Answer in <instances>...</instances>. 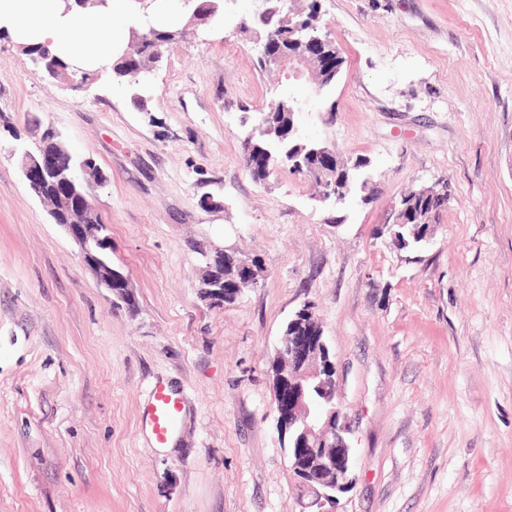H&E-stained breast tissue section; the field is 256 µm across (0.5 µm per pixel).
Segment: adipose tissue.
<instances>
[{
	"instance_id": "adipose-tissue-1",
	"label": "adipose tissue",
	"mask_w": 512,
	"mask_h": 512,
	"mask_svg": "<svg viewBox=\"0 0 512 512\" xmlns=\"http://www.w3.org/2000/svg\"><path fill=\"white\" fill-rule=\"evenodd\" d=\"M131 24L128 0H108L102 12L66 11L60 0H0L1 31L23 46H48L70 66L86 70L111 63ZM84 32L93 33V40L75 48V38Z\"/></svg>"
}]
</instances>
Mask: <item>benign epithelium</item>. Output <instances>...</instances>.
<instances>
[{
    "instance_id": "benign-epithelium-1",
    "label": "benign epithelium",
    "mask_w": 512,
    "mask_h": 512,
    "mask_svg": "<svg viewBox=\"0 0 512 512\" xmlns=\"http://www.w3.org/2000/svg\"><path fill=\"white\" fill-rule=\"evenodd\" d=\"M314 14L311 23L299 28L296 41L300 48L281 55L265 50L269 63L283 70L286 78L300 81L312 89L321 86L325 77L338 70L340 52L328 36L320 33ZM295 130L277 137L273 143L259 147V157L270 164L283 150L285 141H293ZM308 158L316 161L318 169L326 174L340 171L345 162L340 155L323 143L308 141ZM308 158H299L288 152V167L304 169ZM22 173L29 187L51 183L57 189V206L50 209L51 217L63 214L67 223L63 228L78 243L81 260L107 293L123 300L132 299L126 276L108 262L106 251L111 249L108 238L102 235L104 225L96 223L94 210L81 190L80 184L60 171L56 152L38 148L24 152ZM351 192L350 183L337 180L321 181L317 200L322 203L342 202ZM226 251L214 249L204 254L207 261L201 292L210 303L224 305L234 293L227 289L241 280L253 284L265 276L256 261L238 260L234 276H224ZM310 307L303 306L291 317L289 324L296 333L282 334L277 345V365L274 372V403L277 423L282 436L293 442L289 448L291 468L296 479L301 512H336L340 495L353 484L355 461L347 434L345 415L336 402V366L331 360L321 327H307L303 316ZM316 382L323 391V402L309 405L304 384Z\"/></svg>"
}]
</instances>
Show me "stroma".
Returning <instances> with one entry per match:
<instances>
[{"instance_id":"stroma-1","label":"stroma","mask_w":512,"mask_h":512,"mask_svg":"<svg viewBox=\"0 0 512 512\" xmlns=\"http://www.w3.org/2000/svg\"><path fill=\"white\" fill-rule=\"evenodd\" d=\"M319 4L345 63L296 87L297 123L371 190L338 208L243 166L244 114L286 86L241 27L260 0L164 48L144 112L0 37V512H299L271 366L307 304L357 461L341 512H512V0ZM49 128L103 174L82 185L132 305L24 180L17 148ZM441 180L430 242L396 247L393 205ZM223 247L265 276L222 307L199 281ZM158 382L182 402L166 451L143 420Z\"/></svg>"}]
</instances>
